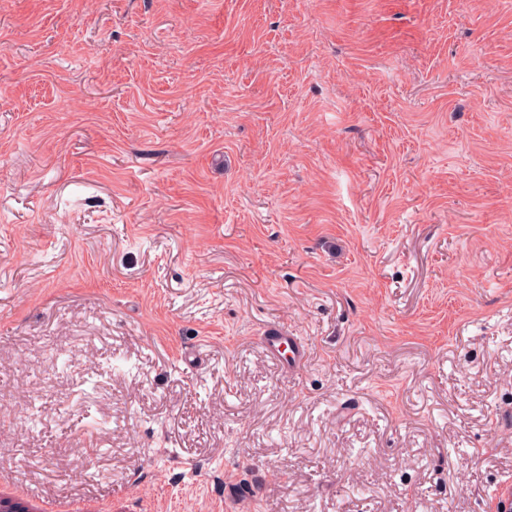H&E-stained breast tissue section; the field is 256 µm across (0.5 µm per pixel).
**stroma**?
<instances>
[{
	"label": "stroma",
	"instance_id": "stroma-1",
	"mask_svg": "<svg viewBox=\"0 0 512 512\" xmlns=\"http://www.w3.org/2000/svg\"><path fill=\"white\" fill-rule=\"evenodd\" d=\"M508 484L512 0H0V498ZM262 341L266 352L286 367H297L305 362L306 353L297 336H288L279 328L265 331Z\"/></svg>",
	"mask_w": 512,
	"mask_h": 512
}]
</instances>
